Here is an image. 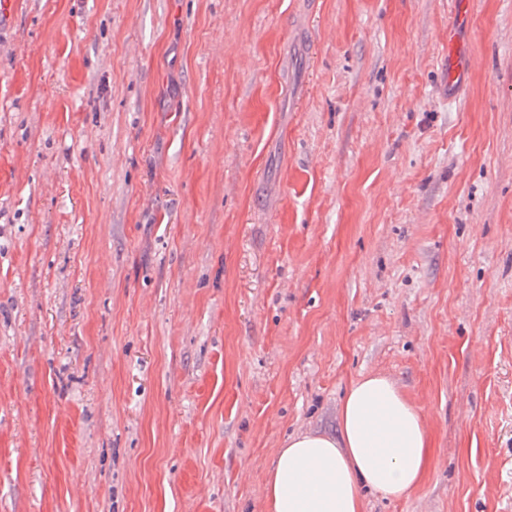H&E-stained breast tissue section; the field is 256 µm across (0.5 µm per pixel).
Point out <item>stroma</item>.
Returning a JSON list of instances; mask_svg holds the SVG:
<instances>
[{
	"instance_id": "obj_1",
	"label": "stroma",
	"mask_w": 512,
	"mask_h": 512,
	"mask_svg": "<svg viewBox=\"0 0 512 512\" xmlns=\"http://www.w3.org/2000/svg\"><path fill=\"white\" fill-rule=\"evenodd\" d=\"M456 2L13 0L0 512H267L370 373L432 446L366 512H512V0Z\"/></svg>"
}]
</instances>
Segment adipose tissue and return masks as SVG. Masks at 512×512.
Listing matches in <instances>:
<instances>
[{"mask_svg":"<svg viewBox=\"0 0 512 512\" xmlns=\"http://www.w3.org/2000/svg\"><path fill=\"white\" fill-rule=\"evenodd\" d=\"M339 423V437L300 433L277 450L265 487L269 512H365L366 493L399 499L422 482L431 434L391 379L353 382Z\"/></svg>","mask_w":512,"mask_h":512,"instance_id":"adipose-tissue-1","label":"adipose tissue"}]
</instances>
